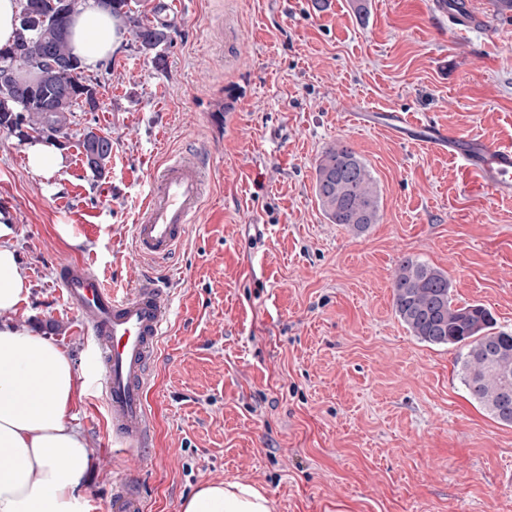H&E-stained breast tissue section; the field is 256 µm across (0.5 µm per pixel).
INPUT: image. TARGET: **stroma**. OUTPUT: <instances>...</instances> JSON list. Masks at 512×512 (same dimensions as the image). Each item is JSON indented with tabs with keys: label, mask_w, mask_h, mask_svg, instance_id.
<instances>
[{
	"label": "stroma",
	"mask_w": 512,
	"mask_h": 512,
	"mask_svg": "<svg viewBox=\"0 0 512 512\" xmlns=\"http://www.w3.org/2000/svg\"><path fill=\"white\" fill-rule=\"evenodd\" d=\"M474 2L489 30L452 40L430 0H138L152 20L169 7L166 66L129 36L88 72L100 107L71 113L59 173L33 172L25 141L0 130V220L30 288L13 319L81 373L92 512H113L127 479L148 512L234 480L273 512H512V426L469 398L455 349L411 335L391 290L399 262L419 258L511 332L512 202L475 205L456 161L378 124L406 112L512 140V11ZM89 128L112 141L99 178L81 154ZM338 141L378 183L379 221L362 234L315 196L316 160ZM174 156L200 162L202 211L173 255L142 259L133 226ZM78 261L127 292L156 277L172 297L148 447L112 434L95 340L58 281Z\"/></svg>",
	"instance_id": "35a3bbf8"
}]
</instances>
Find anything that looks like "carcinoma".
Instances as JSON below:
<instances>
[{"label": "carcinoma", "mask_w": 512, "mask_h": 512, "mask_svg": "<svg viewBox=\"0 0 512 512\" xmlns=\"http://www.w3.org/2000/svg\"><path fill=\"white\" fill-rule=\"evenodd\" d=\"M78 0H23L12 45L0 48V128L21 138L66 139L68 114L91 103L94 87L82 76L70 46ZM125 19L140 49L154 53L170 42L163 24L144 22L132 0H99ZM87 168L105 173L112 140L89 130L81 141ZM315 195L325 218L356 233L379 220L377 183L368 165L338 142L324 149L315 168ZM396 315L421 342L456 349L461 381L469 397L492 419L512 425V333L498 330L491 311L480 303L459 304L448 275L411 257L403 259L392 279Z\"/></svg>", "instance_id": "1"}]
</instances>
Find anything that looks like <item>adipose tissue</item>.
Here are the masks:
<instances>
[{
  "instance_id": "obj_1",
  "label": "adipose tissue",
  "mask_w": 512,
  "mask_h": 512,
  "mask_svg": "<svg viewBox=\"0 0 512 512\" xmlns=\"http://www.w3.org/2000/svg\"><path fill=\"white\" fill-rule=\"evenodd\" d=\"M122 41L120 20L81 0L71 46L82 65L96 69ZM12 234L0 224V512H91L90 450L71 414L80 374L49 337L12 319L29 293ZM272 510L266 494L242 481L201 485L182 505V512Z\"/></svg>"
}]
</instances>
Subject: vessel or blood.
Here are the masks:
<instances>
[{
	"mask_svg": "<svg viewBox=\"0 0 512 512\" xmlns=\"http://www.w3.org/2000/svg\"><path fill=\"white\" fill-rule=\"evenodd\" d=\"M437 18L448 22L449 37L487 28L486 16L472 0H433ZM388 130L404 138L422 134L424 143L457 161L471 191L486 201L512 199V141L491 143L445 128L425 126L408 114L386 115ZM204 194L198 164L182 157L167 161L157 174L134 226L135 248L142 257L163 260L184 242L196 223ZM59 281L68 304L82 318L84 333L97 343V365L104 371V396L112 409V432L126 444L142 447L151 439L153 421L146 398L149 365L165 333L170 298L152 277L121 295L109 288L86 264L62 265ZM115 512H144L138 490L121 488Z\"/></svg>",
	"mask_w": 512,
	"mask_h": 512,
	"instance_id": "obj_1",
	"label": "vessel or blood"
}]
</instances>
